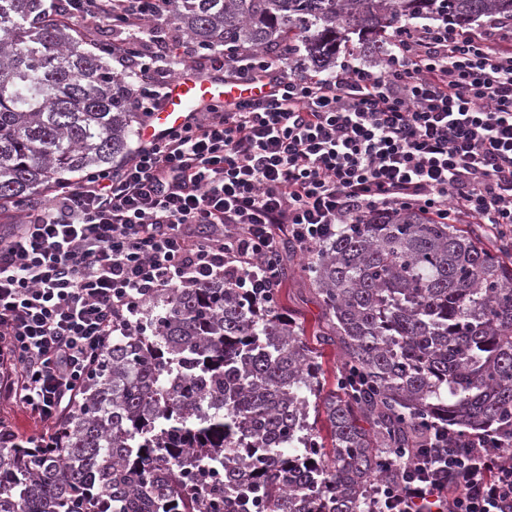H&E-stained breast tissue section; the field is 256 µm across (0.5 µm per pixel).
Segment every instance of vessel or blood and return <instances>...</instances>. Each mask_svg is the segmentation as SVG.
<instances>
[{"label":"vessel or blood","instance_id":"b4317fda","mask_svg":"<svg viewBox=\"0 0 512 512\" xmlns=\"http://www.w3.org/2000/svg\"><path fill=\"white\" fill-rule=\"evenodd\" d=\"M267 91V86L258 82H229L194 76L177 78L168 84L145 136L150 139L170 128L181 126L193 116L206 112L215 103L259 98Z\"/></svg>","mask_w":512,"mask_h":512}]
</instances>
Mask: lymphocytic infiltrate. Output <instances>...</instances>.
I'll return each instance as SVG.
<instances>
[{
  "instance_id": "1",
  "label": "lymphocytic infiltrate",
  "mask_w": 512,
  "mask_h": 512,
  "mask_svg": "<svg viewBox=\"0 0 512 512\" xmlns=\"http://www.w3.org/2000/svg\"><path fill=\"white\" fill-rule=\"evenodd\" d=\"M167 0H61L55 22L126 29L108 54L135 67L136 112H155ZM260 98L217 103L137 147L117 168L58 180L51 205L0 226V395L53 424L77 403L143 301L225 280L273 301L281 239L311 256L379 212L512 235V51L499 34L400 24L374 72L296 74L247 49L208 56ZM373 512H512L503 440L433 424L425 447L382 460Z\"/></svg>"
}]
</instances>
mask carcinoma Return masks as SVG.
Instances as JSON below:
<instances>
[{
  "label": "carcinoma",
  "instance_id": "carcinoma-1",
  "mask_svg": "<svg viewBox=\"0 0 512 512\" xmlns=\"http://www.w3.org/2000/svg\"><path fill=\"white\" fill-rule=\"evenodd\" d=\"M48 10L0 0V203L112 167L135 134L105 53ZM436 14L512 21V0H171L169 20L199 49L304 51L321 71L351 34ZM308 269L327 321L313 344L230 284L146 301L47 438L0 442V512H370L381 452L424 447L432 422L512 432V262L403 211L338 227ZM320 353V361L324 374L322 375V383L326 391L333 388L336 384V373L338 366L337 348L332 345L318 347Z\"/></svg>",
  "mask_w": 512,
  "mask_h": 512
}]
</instances>
